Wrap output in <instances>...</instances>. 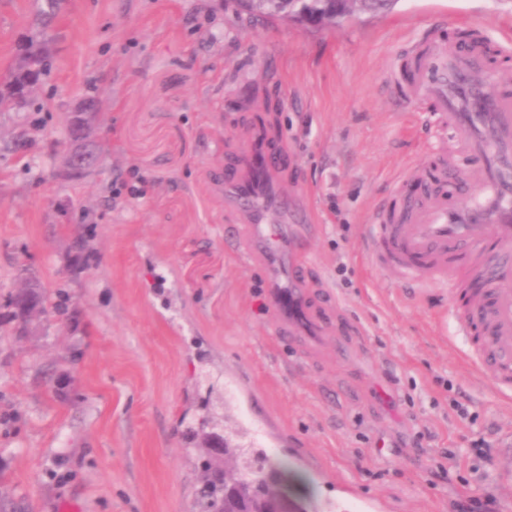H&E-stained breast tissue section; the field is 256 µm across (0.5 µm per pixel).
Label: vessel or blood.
<instances>
[{
	"instance_id": "obj_1",
	"label": "vessel or blood",
	"mask_w": 512,
	"mask_h": 512,
	"mask_svg": "<svg viewBox=\"0 0 512 512\" xmlns=\"http://www.w3.org/2000/svg\"><path fill=\"white\" fill-rule=\"evenodd\" d=\"M481 46L458 54L437 35L418 40L408 100L429 112L438 162L415 170L427 195L383 204L370 227L372 251L395 276L420 287L447 288L459 331L483 328L489 376L512 387V92L499 88ZM224 178V209L246 225L242 247L267 269L305 275L306 242L314 231L296 196L280 189L281 141L265 124L250 131ZM486 277L471 288L473 275Z\"/></svg>"
}]
</instances>
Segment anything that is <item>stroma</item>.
<instances>
[{
    "instance_id": "1",
    "label": "stroma",
    "mask_w": 512,
    "mask_h": 512,
    "mask_svg": "<svg viewBox=\"0 0 512 512\" xmlns=\"http://www.w3.org/2000/svg\"><path fill=\"white\" fill-rule=\"evenodd\" d=\"M40 4L0 0V84ZM434 32L483 40L512 74V0H398L335 28L236 0H65L51 72L0 112L5 512H201L187 430L204 418L287 465L314 512H457L470 496L512 512V397L478 373L447 290L397 281L369 249L379 202L433 159L401 67ZM89 98L100 164L66 179L67 121ZM258 122L318 218L295 336L268 304L286 276L232 249L224 221V168ZM33 278L68 311L20 336L9 300Z\"/></svg>"
}]
</instances>
